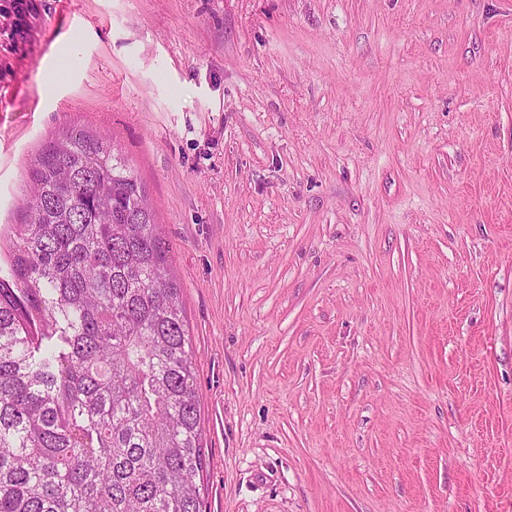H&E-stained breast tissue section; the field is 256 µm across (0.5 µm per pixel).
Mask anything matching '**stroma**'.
Masks as SVG:
<instances>
[{
  "mask_svg": "<svg viewBox=\"0 0 512 512\" xmlns=\"http://www.w3.org/2000/svg\"><path fill=\"white\" fill-rule=\"evenodd\" d=\"M73 125L171 247L202 512H512V0H0L2 279Z\"/></svg>",
  "mask_w": 512,
  "mask_h": 512,
  "instance_id": "obj_1",
  "label": "stroma"
}]
</instances>
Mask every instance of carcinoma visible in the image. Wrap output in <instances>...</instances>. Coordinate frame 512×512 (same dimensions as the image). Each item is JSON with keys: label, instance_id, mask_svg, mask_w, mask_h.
<instances>
[{"label": "carcinoma", "instance_id": "cac0c4a2", "mask_svg": "<svg viewBox=\"0 0 512 512\" xmlns=\"http://www.w3.org/2000/svg\"><path fill=\"white\" fill-rule=\"evenodd\" d=\"M28 177L0 279V512H200L195 353L144 184L83 126Z\"/></svg>", "mask_w": 512, "mask_h": 512}]
</instances>
